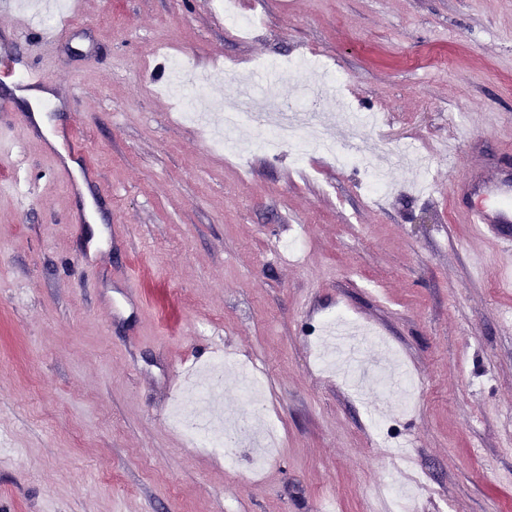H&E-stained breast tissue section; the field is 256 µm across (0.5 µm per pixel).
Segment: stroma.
<instances>
[{
  "mask_svg": "<svg viewBox=\"0 0 512 512\" xmlns=\"http://www.w3.org/2000/svg\"><path fill=\"white\" fill-rule=\"evenodd\" d=\"M84 0L28 22L0 0V48L63 99L47 148L0 112V512H512V288L473 235L474 185L512 179V0ZM73 27L61 31L63 20ZM60 31L56 43L46 33ZM223 66L213 125L256 63L314 57L390 159L388 192L314 148L229 158L176 110L166 68ZM101 183L94 232L64 152ZM410 145L426 167L394 164ZM378 334L420 385L411 409L321 363L325 322ZM263 378L279 446L189 439L187 369ZM375 412L388 428L376 431Z\"/></svg>",
  "mask_w": 512,
  "mask_h": 512,
  "instance_id": "stroma-1",
  "label": "stroma"
}]
</instances>
